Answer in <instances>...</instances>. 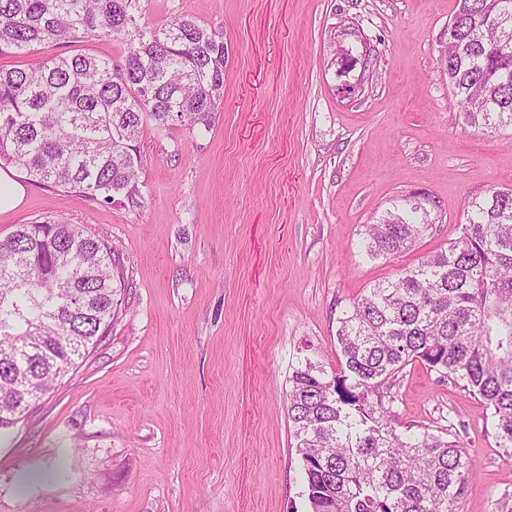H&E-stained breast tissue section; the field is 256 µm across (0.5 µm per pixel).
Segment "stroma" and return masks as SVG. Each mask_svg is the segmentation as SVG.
I'll return each mask as SVG.
<instances>
[{
    "label": "stroma",
    "mask_w": 512,
    "mask_h": 512,
    "mask_svg": "<svg viewBox=\"0 0 512 512\" xmlns=\"http://www.w3.org/2000/svg\"><path fill=\"white\" fill-rule=\"evenodd\" d=\"M456 7L149 0L153 23L183 14L223 32L224 102L206 131L144 126L136 199L27 177L23 204L0 214V239L59 218L121 266L107 335L0 439V512H309L294 365L335 373L340 313L457 238L468 201L512 186V130L465 125L448 88ZM344 50L361 63L342 77ZM78 52L118 60L123 47L46 44L0 66ZM419 192L433 231L396 259L364 257L365 225ZM383 404L397 430L458 434L476 464L458 512H492L512 491L478 398L413 364Z\"/></svg>",
    "instance_id": "obj_1"
}]
</instances>
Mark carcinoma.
I'll return each instance as SVG.
<instances>
[{
    "label": "carcinoma",
    "instance_id": "obj_1",
    "mask_svg": "<svg viewBox=\"0 0 512 512\" xmlns=\"http://www.w3.org/2000/svg\"><path fill=\"white\" fill-rule=\"evenodd\" d=\"M145 2L0 0V55L98 36L124 46L119 61L76 53L0 68V164L93 200L133 199L144 124L210 127L224 35L188 15L152 24ZM448 38L464 123L512 128V0H458ZM419 210L367 225V257L411 248L432 229ZM114 265L107 245L62 219L0 240V431L106 335ZM336 341L338 372L307 357L289 376L310 512H458L474 460L449 432L397 430L371 396L420 363L483 402L512 458V188L469 201L447 247L366 289Z\"/></svg>",
    "mask_w": 512,
    "mask_h": 512
}]
</instances>
